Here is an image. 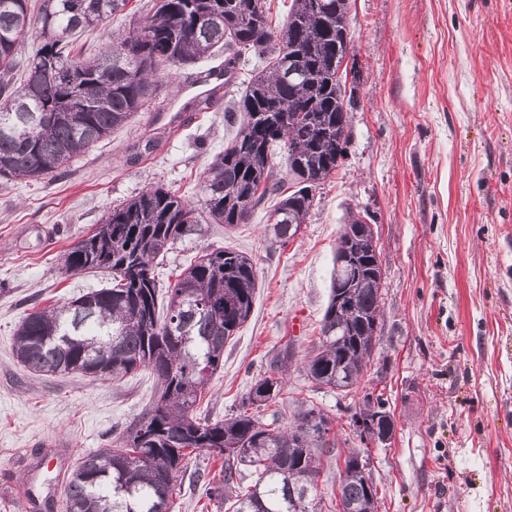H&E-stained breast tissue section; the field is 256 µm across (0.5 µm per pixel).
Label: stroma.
<instances>
[{"mask_svg":"<svg viewBox=\"0 0 512 512\" xmlns=\"http://www.w3.org/2000/svg\"><path fill=\"white\" fill-rule=\"evenodd\" d=\"M360 65L347 155L318 185L307 224L287 244L264 232L265 209L201 234L156 261L160 285L206 250L251 256L253 312L224 347L198 415L230 417L275 355L291 346L287 400L265 420L288 425L299 401L330 415L336 451L369 450L378 512H512V0H351ZM215 57L160 75L136 113L66 171L0 179V512L30 498L60 502L67 471L109 448L154 394L151 370L123 380L41 377L17 363L27 313L111 283L70 272L63 256L112 208L162 186L202 206V172L234 137L227 101L196 120L183 108ZM368 211L385 272L371 369L349 395L317 388L304 365L320 336L336 237ZM383 395L386 442L365 443L351 408ZM220 456L194 452L176 479L172 512H220L198 472Z\"/></svg>","mask_w":512,"mask_h":512,"instance_id":"1","label":"stroma"}]
</instances>
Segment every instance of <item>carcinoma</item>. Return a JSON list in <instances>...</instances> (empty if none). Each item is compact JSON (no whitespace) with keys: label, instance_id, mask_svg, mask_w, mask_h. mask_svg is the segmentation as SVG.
Here are the masks:
<instances>
[{"label":"carcinoma","instance_id":"cac0c4a2","mask_svg":"<svg viewBox=\"0 0 512 512\" xmlns=\"http://www.w3.org/2000/svg\"><path fill=\"white\" fill-rule=\"evenodd\" d=\"M149 12L90 56L74 42L106 24L126 0H0V178L43 179L149 106L155 76L224 50V70L249 53L264 67L228 112L241 113L224 152L204 172L203 212L150 187L118 206L63 256L66 270L112 273V285L19 322L13 353L39 375L80 373L122 378L140 367L156 376L157 399L123 434L121 445L83 457L65 480L63 512H171L174 480L195 450L224 457V474L202 494L232 512H316L313 493L321 459L331 456L330 417L300 406L286 427L261 421V409L285 392V348L258 379L239 413L201 419L195 405L224 365V345L251 316L257 271L243 252L216 249L196 257L166 290L152 263L178 241L202 232L201 214L228 228L244 224L274 196L265 233L293 239L325 182L347 152L349 110L355 105L356 63L349 57L350 0H291L286 21L273 24L267 0H150ZM39 40L25 63L28 38ZM286 154L293 190L281 192L274 151ZM364 219L352 216L336 242L349 249L350 276L333 270L316 354L307 376L349 392L377 344L383 271L364 240ZM352 414L370 422L378 439L392 434L382 396L364 397ZM359 453L344 458L340 512H378L377 486Z\"/></svg>","mask_w":512,"mask_h":512}]
</instances>
